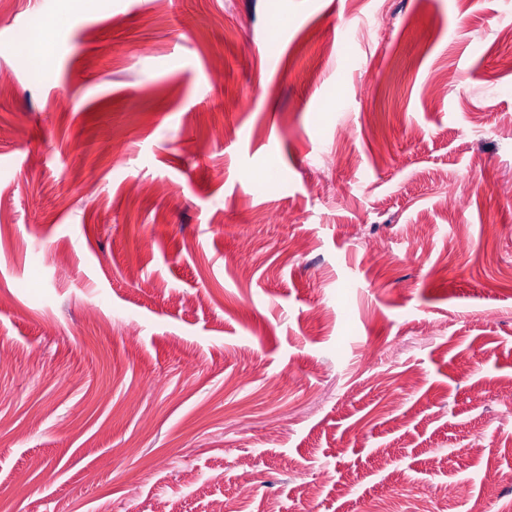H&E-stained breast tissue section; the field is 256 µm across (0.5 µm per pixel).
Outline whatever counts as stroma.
Masks as SVG:
<instances>
[{
  "instance_id": "stroma-1",
  "label": "stroma",
  "mask_w": 512,
  "mask_h": 512,
  "mask_svg": "<svg viewBox=\"0 0 512 512\" xmlns=\"http://www.w3.org/2000/svg\"><path fill=\"white\" fill-rule=\"evenodd\" d=\"M0 72V512H512V0H0Z\"/></svg>"
}]
</instances>
